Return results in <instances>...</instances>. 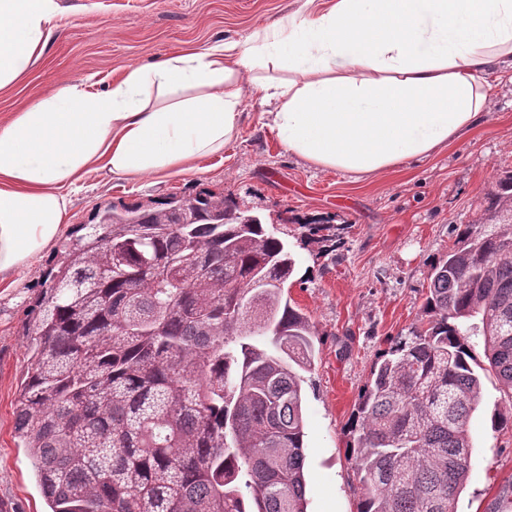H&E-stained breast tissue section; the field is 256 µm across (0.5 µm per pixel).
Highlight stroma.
<instances>
[{"mask_svg": "<svg viewBox=\"0 0 512 512\" xmlns=\"http://www.w3.org/2000/svg\"><path fill=\"white\" fill-rule=\"evenodd\" d=\"M63 16L39 61L0 91V118L51 87L73 81L104 90L113 74L179 49L244 41L296 0H60ZM484 122L428 158L372 177L309 166L260 128L249 102L239 137L198 169L166 178L90 175L74 194L70 228L92 223L107 203L144 204L203 188L223 191L273 223L297 259L288 282L293 305L317 336L304 388L308 512H358L361 489L348 458L350 423L371 370L392 337L420 326L433 262L452 246L453 225L476 219L498 177L512 171V73L490 75ZM337 227L332 241L306 225ZM55 245L42 265L0 288V512H45L26 449L14 433L20 383L28 366L35 301ZM512 410L493 374L482 378L470 419L468 478L456 512H512V424L492 416Z\"/></svg>", "mask_w": 512, "mask_h": 512, "instance_id": "obj_1", "label": "stroma"}]
</instances>
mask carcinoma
<instances>
[{
  "label": "carcinoma",
  "instance_id": "carcinoma-1",
  "mask_svg": "<svg viewBox=\"0 0 512 512\" xmlns=\"http://www.w3.org/2000/svg\"><path fill=\"white\" fill-rule=\"evenodd\" d=\"M96 219L48 274L16 404L49 512H307L316 331L285 292L287 245L209 189ZM454 232L425 322L362 391L358 512H456L481 397L469 337L512 396V172Z\"/></svg>",
  "mask_w": 512,
  "mask_h": 512
}]
</instances>
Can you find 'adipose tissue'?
Here are the masks:
<instances>
[{"instance_id": "adipose-tissue-1", "label": "adipose tissue", "mask_w": 512, "mask_h": 512, "mask_svg": "<svg viewBox=\"0 0 512 512\" xmlns=\"http://www.w3.org/2000/svg\"><path fill=\"white\" fill-rule=\"evenodd\" d=\"M313 0L245 42L128 66L107 91L49 90L0 121V288L69 228L93 170L168 177L222 155L247 100L291 155L365 177L477 127L490 72L512 68V0ZM59 0H0V89L42 55Z\"/></svg>"}]
</instances>
